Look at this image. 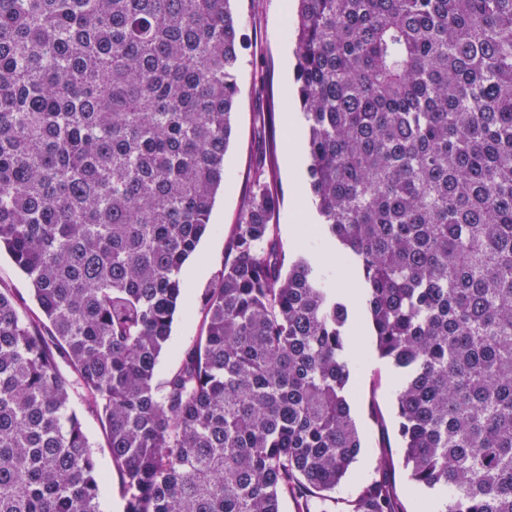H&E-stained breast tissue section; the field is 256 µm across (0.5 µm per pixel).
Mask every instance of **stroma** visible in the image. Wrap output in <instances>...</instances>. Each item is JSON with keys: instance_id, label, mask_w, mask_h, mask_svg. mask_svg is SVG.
I'll use <instances>...</instances> for the list:
<instances>
[{"instance_id": "35a3bbf8", "label": "stroma", "mask_w": 512, "mask_h": 512, "mask_svg": "<svg viewBox=\"0 0 512 512\" xmlns=\"http://www.w3.org/2000/svg\"><path fill=\"white\" fill-rule=\"evenodd\" d=\"M284 0H234L233 7L243 22L241 62L237 74L239 94L232 117L233 136L225 156L228 186L219 192L211 213L212 229L181 271L187 299L197 298L224 266L225 246L240 217L242 200L251 190V171L258 153L265 148L263 115H275L277 146L274 151V188L281 198L276 222L287 259L304 254L312 265L329 273L340 295L356 298L363 274L352 261L342 257L337 243L314 231L315 209L301 201L299 191L307 178V160L288 164V122L299 119L298 110L285 102L294 91L293 40L287 30ZM201 316L195 311L176 314L171 339L161 355L156 382H163L180 359L181 351L198 335ZM350 341L361 352L351 369V413L362 440V450L337 487V499L355 497L378 474L377 460L389 455L393 465L388 478L406 509L431 503L433 494L413 487L407 480L396 435L395 392L401 378L388 360L380 358L364 312L353 311Z\"/></svg>"}]
</instances>
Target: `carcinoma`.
<instances>
[{
  "instance_id": "cac0c4a2",
  "label": "carcinoma",
  "mask_w": 512,
  "mask_h": 512,
  "mask_svg": "<svg viewBox=\"0 0 512 512\" xmlns=\"http://www.w3.org/2000/svg\"><path fill=\"white\" fill-rule=\"evenodd\" d=\"M233 0H0V512H329L362 444L352 303L285 263L256 160L199 336L154 383L237 102ZM301 189L362 270L436 512H512V0H294ZM65 363L69 371L61 369ZM78 398L105 430L94 455ZM344 512H403L385 478ZM0 288L11 289L21 307H26L31 314H39L38 306L31 296L29 280L5 252L0 255ZM100 509L102 512H123L124 510L122 484L115 474L102 492Z\"/></svg>"
}]
</instances>
